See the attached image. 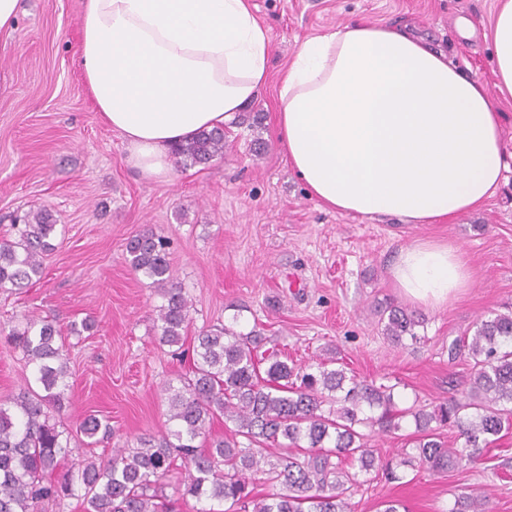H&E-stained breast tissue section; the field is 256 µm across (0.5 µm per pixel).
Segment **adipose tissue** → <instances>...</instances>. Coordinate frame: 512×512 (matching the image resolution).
I'll use <instances>...</instances> for the list:
<instances>
[{
    "label": "adipose tissue",
    "instance_id": "obj_1",
    "mask_svg": "<svg viewBox=\"0 0 512 512\" xmlns=\"http://www.w3.org/2000/svg\"><path fill=\"white\" fill-rule=\"evenodd\" d=\"M492 27L495 90L409 29L348 23L305 40L280 78L277 141L326 209L433 224L497 192V101L512 96V0ZM83 75L103 118L144 177L170 175L172 150L235 119L269 78L270 34L251 0H86ZM412 301L467 287L458 249L419 242L392 268Z\"/></svg>",
    "mask_w": 512,
    "mask_h": 512
}]
</instances>
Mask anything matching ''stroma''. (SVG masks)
<instances>
[{"label":"stroma","instance_id":"stroma-1","mask_svg":"<svg viewBox=\"0 0 512 512\" xmlns=\"http://www.w3.org/2000/svg\"><path fill=\"white\" fill-rule=\"evenodd\" d=\"M269 29V81L225 126L221 158L175 163L168 179H146L126 162L124 140L98 112L82 76L84 0H20L15 29L0 33V239L14 216L36 209L57 220L40 281L0 290V328L35 315L66 333L68 388L56 418L73 431L86 415L112 438L72 440L65 465L103 460L139 438L160 437L168 384L189 363L159 341L163 302L135 272L127 241L143 230L167 237L175 284L193 306L187 338L219 324L263 328L288 358L308 364L339 350L348 373L393 386L401 406L460 393L470 368L449 360L451 342L512 308V172L483 208L435 224L362 219L324 209L289 167L276 140L279 77L307 39L353 22L408 23L464 74L496 82L490 30L496 0H251ZM419 241L461 253L467 288L423 305L396 287L399 251ZM395 303L426 318L424 343L403 347L383 334L380 310ZM93 327L71 334V324ZM33 377L20 351L0 340V399ZM486 493L492 512H512V433L485 460L445 474L403 467L355 494L357 512L397 500L408 512H448L457 494Z\"/></svg>","mask_w":512,"mask_h":512}]
</instances>
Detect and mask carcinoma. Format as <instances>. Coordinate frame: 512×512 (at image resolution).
<instances>
[{"mask_svg":"<svg viewBox=\"0 0 512 512\" xmlns=\"http://www.w3.org/2000/svg\"><path fill=\"white\" fill-rule=\"evenodd\" d=\"M224 131L204 130L175 149L184 161L206 164L224 155ZM14 235L0 241V288H23L41 278L43 256L53 249L56 219L47 210L12 224ZM127 259L152 280L162 295L157 328L160 342L183 352L191 300L174 284L168 240L151 231L126 244ZM384 334L396 346L417 344L425 318L391 304ZM6 339L33 365L35 385L0 402V512H43L79 497L85 512H166L165 480L181 465V497L217 501L224 512H354L358 488L378 471L367 429L389 434L410 417L412 451L403 448L383 465L390 476L401 466L446 473L481 458L512 431V312L475 323L473 334L457 339L449 359L472 363L469 389L459 398L401 408L393 387L347 376L328 362L288 364L257 328L232 326L201 332L181 387L167 388L168 424L158 439L138 448H115L106 460H90L58 472L70 452L51 410L62 408L69 375L68 350L52 320L30 316ZM236 425L237 439L202 447L207 423L216 414ZM449 429L462 440L441 441ZM79 433L94 445L111 436L109 424L86 416ZM279 448L276 454L270 448ZM358 470L352 472L350 468ZM448 512H488L481 492L457 496Z\"/></svg>","mask_w":512,"mask_h":512,"instance_id":"1","label":"carcinoma"}]
</instances>
